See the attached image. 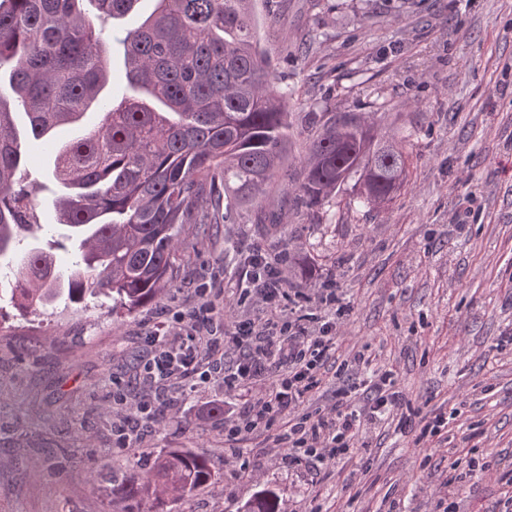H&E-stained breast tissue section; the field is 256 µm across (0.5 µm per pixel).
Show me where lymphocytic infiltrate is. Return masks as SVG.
I'll return each instance as SVG.
<instances>
[{"mask_svg": "<svg viewBox=\"0 0 512 512\" xmlns=\"http://www.w3.org/2000/svg\"><path fill=\"white\" fill-rule=\"evenodd\" d=\"M284 283L280 268L258 252L234 296L241 304L261 303L263 319L226 322L218 305L224 291L213 281L198 286L191 310L167 309L148 338L150 352L140 368L148 395L130 399L122 381L113 383L116 447L132 445L139 422L151 419L164 387L178 384L195 391L216 380L239 399L224 423V455L239 478L250 472L254 453L248 441L258 434L267 456L284 469L305 467L314 486L324 481L325 464L348 455L360 435L390 418H397L403 433L413 434L418 447L440 434L445 414L414 420L406 412L405 395L394 390L390 372L372 381L363 405H356L347 390L327 395L342 298L336 289H319L314 302L322 314L305 317L286 307L290 294ZM318 395L325 396V404L308 409L309 400Z\"/></svg>", "mask_w": 512, "mask_h": 512, "instance_id": "obj_1", "label": "lymphocytic infiltrate"}]
</instances>
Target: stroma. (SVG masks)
Segmentation results:
<instances>
[{"label": "stroma", "mask_w": 512, "mask_h": 512, "mask_svg": "<svg viewBox=\"0 0 512 512\" xmlns=\"http://www.w3.org/2000/svg\"><path fill=\"white\" fill-rule=\"evenodd\" d=\"M260 47L277 86L289 93L288 179L272 190L280 232L240 208L231 224L185 238L174 293L195 305L213 276L233 290L255 251L289 250L292 291L314 295L332 281L345 304L336 352L342 377L365 349L393 370L395 387L448 426L430 454L391 428L360 436L312 490L304 469L259 458L238 479L224 461L233 410L222 382L178 387L157 403L136 447L116 448L112 382L129 398L161 312L151 306L113 319L107 307L57 308L53 315L0 318V512H109L89 472H116L127 459L163 448L206 457L214 487L174 512H238L264 489L283 512H432L433 491L463 481L460 512H507L512 476V0H256ZM380 111L386 134L409 138V181L384 207L351 204L348 191L307 216L294 207L310 137L309 112ZM489 463L477 482L469 460Z\"/></svg>", "instance_id": "35a3bbf8"}]
</instances>
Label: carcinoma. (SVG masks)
<instances>
[{
	"label": "carcinoma",
	"mask_w": 512,
	"mask_h": 512,
	"mask_svg": "<svg viewBox=\"0 0 512 512\" xmlns=\"http://www.w3.org/2000/svg\"><path fill=\"white\" fill-rule=\"evenodd\" d=\"M79 2L0 0V258L14 263L0 301L51 315L60 298L83 309L104 297L131 315L176 286L184 235L234 223L238 207H263L268 188L288 179V93L260 50L253 0H155L117 39L131 94L107 100L105 23L138 0H92L93 14ZM93 109L103 113L96 129L53 141ZM30 139L53 147L56 223L75 245L65 268L49 249H18L20 232L43 229L36 190L19 176ZM405 141L355 114L328 118L309 142L294 205L309 215L349 183L353 203L391 201L407 183ZM215 483L206 458L167 448L148 467L113 474L105 492L111 512H171ZM244 509L280 512L279 496L268 489Z\"/></svg>",
	"instance_id": "carcinoma-1"
}]
</instances>
